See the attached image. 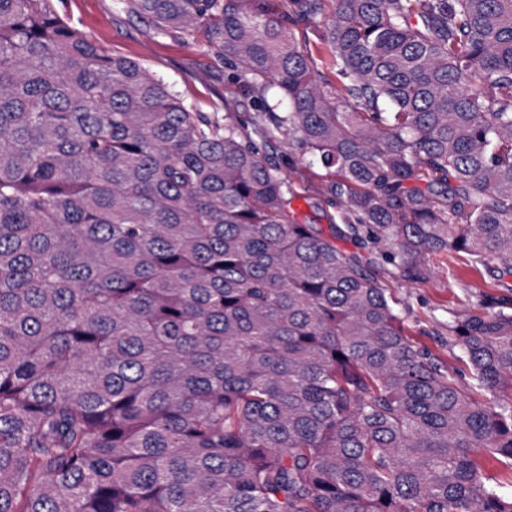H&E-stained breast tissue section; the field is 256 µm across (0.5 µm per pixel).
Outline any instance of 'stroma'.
I'll return each mask as SVG.
<instances>
[{"label": "stroma", "mask_w": 512, "mask_h": 512, "mask_svg": "<svg viewBox=\"0 0 512 512\" xmlns=\"http://www.w3.org/2000/svg\"><path fill=\"white\" fill-rule=\"evenodd\" d=\"M52 8L106 53L140 62L192 111L223 123L232 70L207 47L204 34H197L190 42L156 36L138 17L121 9L117 0H52ZM328 179L326 170L318 166L302 167L294 173L296 197L292 207L299 221L326 224L335 218L336 207L324 192ZM428 267L427 282L389 277L385 284L402 303L407 334L447 364L461 385L468 380V368L459 359L448 327L459 317L480 313L482 299L512 296V277L493 279L465 258L444 253L432 255Z\"/></svg>", "instance_id": "1"}]
</instances>
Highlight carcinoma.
<instances>
[{"instance_id":"1","label":"carcinoma","mask_w":512,"mask_h":512,"mask_svg":"<svg viewBox=\"0 0 512 512\" xmlns=\"http://www.w3.org/2000/svg\"><path fill=\"white\" fill-rule=\"evenodd\" d=\"M119 2L235 90L212 123L0 0V512H512V299L451 326L460 387L382 281L512 275V0ZM296 197L292 208L299 221L315 224H329L336 217V207L328 202L324 187L330 176L318 166L301 167L292 172Z\"/></svg>"}]
</instances>
